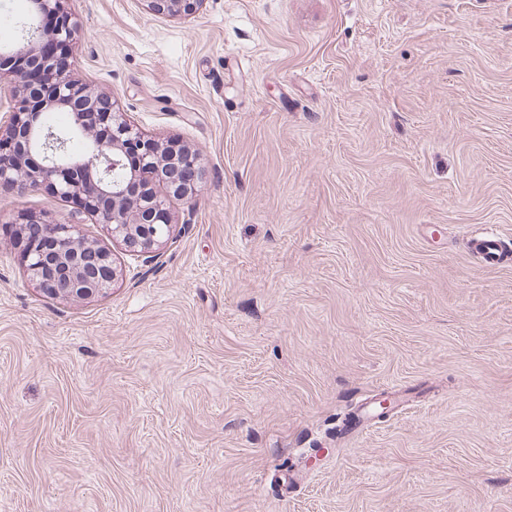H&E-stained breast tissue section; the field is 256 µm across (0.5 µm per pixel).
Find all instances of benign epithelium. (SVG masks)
<instances>
[{
	"label": "benign epithelium",
	"mask_w": 512,
	"mask_h": 512,
	"mask_svg": "<svg viewBox=\"0 0 512 512\" xmlns=\"http://www.w3.org/2000/svg\"><path fill=\"white\" fill-rule=\"evenodd\" d=\"M156 14L180 15L197 11L203 0H144ZM36 15L62 13L65 20L53 28L36 23L27 36L0 49V62L18 58L26 69L18 71L15 85L0 84V97L18 102L9 113L10 126L0 135V183L26 190L46 189L75 203V214H87L105 228L112 240L139 257H149L169 237L170 199L191 203L201 176L198 155L172 142L145 137L120 110L116 101L91 92L56 69L41 53L47 42L73 43L75 22L63 0H31ZM69 113L72 128L88 145L76 162L66 160L70 132L44 124L48 112ZM166 185L159 194L149 178ZM15 224H38L14 245L21 248L26 272L44 295L77 303L107 294L116 276L111 254L88 242L79 225L52 222L48 217L21 213ZM107 269L110 276L98 277Z\"/></svg>",
	"instance_id": "1"
}]
</instances>
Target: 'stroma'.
I'll use <instances>...</instances> for the list:
<instances>
[{
    "label": "stroma",
    "instance_id": "obj_1",
    "mask_svg": "<svg viewBox=\"0 0 512 512\" xmlns=\"http://www.w3.org/2000/svg\"><path fill=\"white\" fill-rule=\"evenodd\" d=\"M68 6L72 78L202 176L153 261L84 218L79 304L3 226L72 203L0 187V512H512V263L468 249L512 240V0ZM144 2L153 13L180 15L196 12L203 0H144ZM470 249L485 268L500 267L512 258L510 245L493 233L473 238Z\"/></svg>",
    "mask_w": 512,
    "mask_h": 512
}]
</instances>
